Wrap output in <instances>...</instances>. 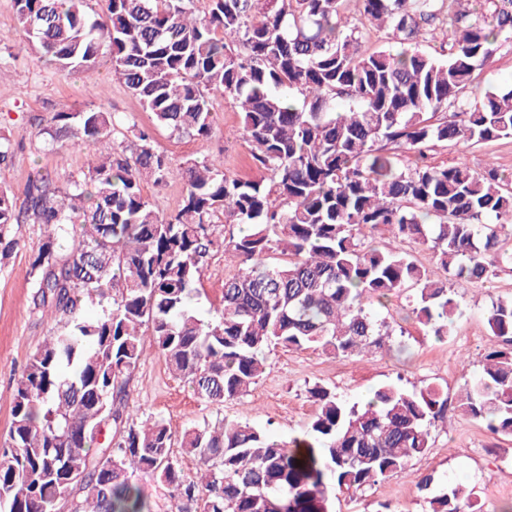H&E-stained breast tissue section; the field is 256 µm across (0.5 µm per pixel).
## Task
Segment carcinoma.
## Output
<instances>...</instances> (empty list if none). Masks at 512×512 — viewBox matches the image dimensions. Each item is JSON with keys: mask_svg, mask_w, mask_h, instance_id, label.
<instances>
[{"mask_svg": "<svg viewBox=\"0 0 512 512\" xmlns=\"http://www.w3.org/2000/svg\"><path fill=\"white\" fill-rule=\"evenodd\" d=\"M341 2L13 0L25 46L63 75L88 74L109 54L114 74L174 135L204 139L214 99L238 104L261 176L188 159L178 169L181 205L166 215L142 183L166 182L171 163L132 119L59 111L39 131L51 146L96 147L101 163L65 190L39 173L20 203L0 188V261L19 246L13 225L53 230L31 274L38 308L57 325L17 379L0 439L9 512H144L134 472L170 487L175 512H333L329 486L370 487L427 453L448 409L431 384H388L359 407L316 383L308 393L317 410L289 441L224 418L192 426L180 446L202 464L193 479L166 421L138 425L127 410L128 377L149 347L222 406L250 392L272 345L335 357L382 348L371 307L406 288L417 322L445 336L461 315L448 282L483 283L512 261L499 248L512 236L511 178L464 162L401 167L402 155L430 145L512 136V87L475 104L460 98L512 34V0H492L488 15L464 8L469 0H361L364 22L399 44L373 51ZM441 23L453 34L444 57L423 48ZM117 132L129 150L115 147ZM228 224L249 230L226 236ZM379 230L430 246L444 276L368 245ZM219 251L237 271L204 321L189 302ZM88 301L100 306L94 318L84 316ZM486 323L497 343L457 408L512 435V299L493 304ZM434 481H419L428 512H481L472 494L435 492Z\"/></svg>", "mask_w": 512, "mask_h": 512, "instance_id": "carcinoma-1", "label": "carcinoma"}]
</instances>
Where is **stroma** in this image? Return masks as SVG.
<instances>
[{
  "label": "stroma",
  "mask_w": 512,
  "mask_h": 512,
  "mask_svg": "<svg viewBox=\"0 0 512 512\" xmlns=\"http://www.w3.org/2000/svg\"><path fill=\"white\" fill-rule=\"evenodd\" d=\"M20 38L12 0H0V62L7 68L0 81V136L16 146L11 159L0 164V187L20 197L40 173H50L61 187L84 179L97 163L94 147H47L37 132L55 112L88 108L134 116L140 127L152 132L157 149L175 170L188 158L208 156L223 159L230 176L259 177L233 102L216 101L210 138L178 137L158 127L153 113L143 109L113 75L108 55L98 57L92 80L80 74L65 77L34 52L16 53ZM510 86L512 38L501 42L492 62L475 72L461 96L474 100ZM422 161L432 165L463 162L478 172L491 164L512 175V136L469 147L440 143L425 157L407 154L402 158L403 166L410 168ZM12 232L20 245L9 262L0 266V436L10 427L17 378L55 327L33 303L36 290L30 262L42 238L41 227L16 224ZM230 273L223 254L209 259L200 293L192 301L199 318H211ZM455 295L463 314L447 336L435 337L418 324L410 313L408 295L402 292L376 310L386 332L383 348L363 358H336L313 349L270 347L266 372L249 395L221 407L201 399L168 371L162 357L148 352L127 387L129 411L138 421L151 415L163 417L177 438L188 427L225 417L250 422L285 440L299 435L313 417L316 404L308 394L313 384L331 388L348 403L362 404L389 383L408 389L432 383L447 393L452 408L436 422L427 454L373 486L350 493L331 490L335 512H383L387 507L392 512H427L418 482L430 473L445 484L473 487L484 512H503L512 508V436L491 433L453 405L495 342L485 313L493 302L512 298V264L498 268L496 277L487 282L456 289Z\"/></svg>",
  "instance_id": "35a3bbf8"
}]
</instances>
